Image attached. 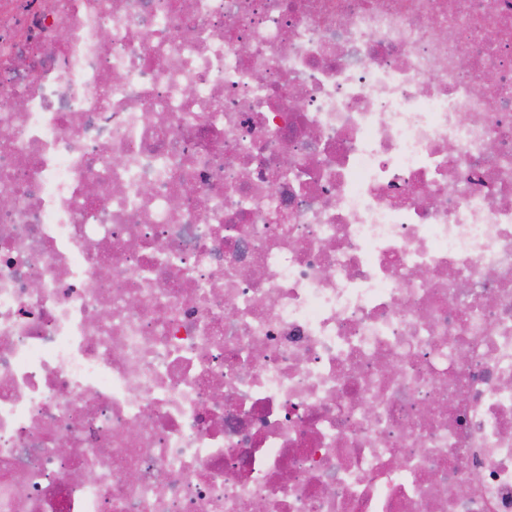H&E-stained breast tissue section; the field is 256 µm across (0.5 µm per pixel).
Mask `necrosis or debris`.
<instances>
[{
  "mask_svg": "<svg viewBox=\"0 0 512 512\" xmlns=\"http://www.w3.org/2000/svg\"><path fill=\"white\" fill-rule=\"evenodd\" d=\"M0 130V512H512V0H0Z\"/></svg>",
  "mask_w": 512,
  "mask_h": 512,
  "instance_id": "4bbe7bcc",
  "label": "necrosis or debris"
}]
</instances>
